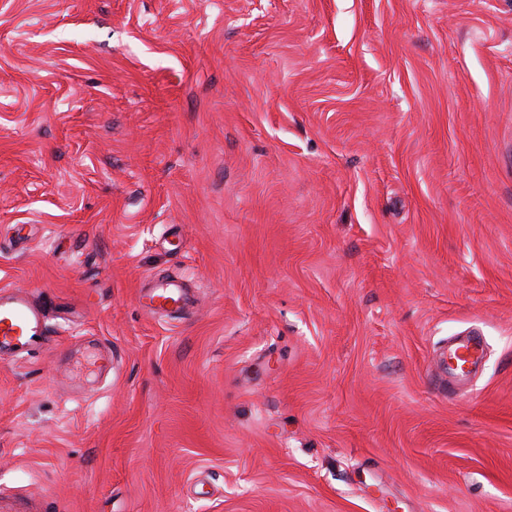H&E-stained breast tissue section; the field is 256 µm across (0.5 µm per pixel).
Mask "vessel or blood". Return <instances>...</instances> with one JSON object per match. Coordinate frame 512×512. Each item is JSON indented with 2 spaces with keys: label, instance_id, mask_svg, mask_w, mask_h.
Here are the masks:
<instances>
[{
  "label": "vessel or blood",
  "instance_id": "b4317fda",
  "mask_svg": "<svg viewBox=\"0 0 512 512\" xmlns=\"http://www.w3.org/2000/svg\"><path fill=\"white\" fill-rule=\"evenodd\" d=\"M196 302L182 279L148 280L138 297L140 307L154 315L181 316ZM48 340L46 311L20 290L0 293V350L28 354L43 348ZM481 337L458 336L448 343V358L455 361L452 375L475 369L483 360Z\"/></svg>",
  "mask_w": 512,
  "mask_h": 512
}]
</instances>
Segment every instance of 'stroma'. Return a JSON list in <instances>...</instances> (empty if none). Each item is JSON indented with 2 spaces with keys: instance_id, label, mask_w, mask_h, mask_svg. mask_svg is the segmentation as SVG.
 <instances>
[{
  "instance_id": "stroma-1",
  "label": "stroma",
  "mask_w": 512,
  "mask_h": 512,
  "mask_svg": "<svg viewBox=\"0 0 512 512\" xmlns=\"http://www.w3.org/2000/svg\"><path fill=\"white\" fill-rule=\"evenodd\" d=\"M1 288V493L512 512V0H0ZM138 297L140 307L154 315L182 316L196 303L185 283L178 277L148 280ZM45 308L21 290L0 295V350L29 354L48 341ZM38 337V340H35ZM483 340L479 336H457L448 342V372L455 376H466L482 363ZM456 360L458 367L453 366ZM466 365L465 369H461Z\"/></svg>"
}]
</instances>
